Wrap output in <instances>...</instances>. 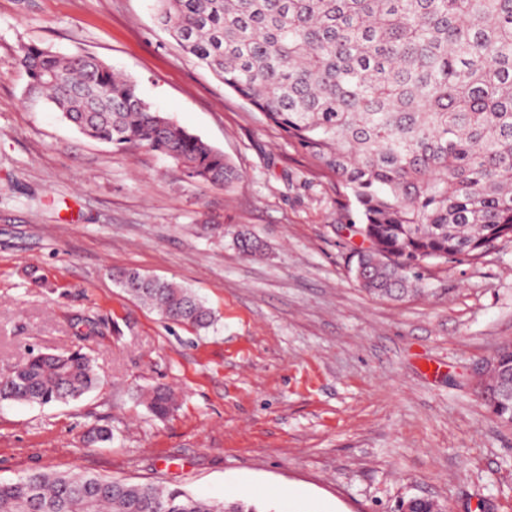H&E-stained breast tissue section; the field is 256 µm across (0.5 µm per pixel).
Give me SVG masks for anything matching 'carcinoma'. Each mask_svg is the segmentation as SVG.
<instances>
[{
    "label": "carcinoma",
    "instance_id": "cac0c4a2",
    "mask_svg": "<svg viewBox=\"0 0 512 512\" xmlns=\"http://www.w3.org/2000/svg\"><path fill=\"white\" fill-rule=\"evenodd\" d=\"M155 20L225 87L262 112L349 192L366 250L360 286L394 299L422 288L434 261L476 259L512 242V0H154ZM28 93L87 138L147 149L196 182L241 175L200 136L145 100L104 60L22 44ZM245 255L263 250L233 232ZM123 291L165 320L206 330L215 316L192 289L138 269ZM101 385L93 360L30 352L0 375L4 402L66 404ZM512 387V345L486 389ZM136 400L157 418L177 406L164 385ZM0 512H263L179 487L93 473L31 472L0 480Z\"/></svg>",
    "mask_w": 512,
    "mask_h": 512
}]
</instances>
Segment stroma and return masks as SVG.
I'll use <instances>...</instances> for the list:
<instances>
[{"instance_id": "stroma-1", "label": "stroma", "mask_w": 512, "mask_h": 512, "mask_svg": "<svg viewBox=\"0 0 512 512\" xmlns=\"http://www.w3.org/2000/svg\"><path fill=\"white\" fill-rule=\"evenodd\" d=\"M152 0H0V375L29 349L91 356L103 386L0 404V479L75 471L243 499L264 512H512V428L479 382L512 344V244L436 262L394 301L354 276L362 244L335 177L155 24ZM88 52L222 151L233 188L89 139L26 94L19 44ZM223 225L205 233L203 220ZM265 253L244 258L232 233ZM136 268L203 297L208 332L118 288ZM179 395L168 418L137 386ZM94 425L109 443H87Z\"/></svg>"}]
</instances>
